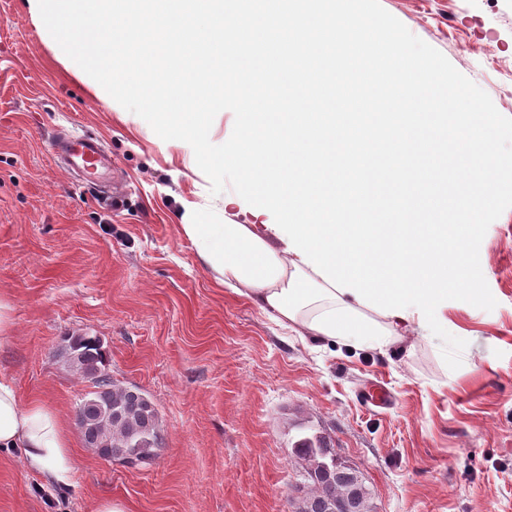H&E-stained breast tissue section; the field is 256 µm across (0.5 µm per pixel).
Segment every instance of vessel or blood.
Instances as JSON below:
<instances>
[{
    "label": "vessel or blood",
    "mask_w": 512,
    "mask_h": 512,
    "mask_svg": "<svg viewBox=\"0 0 512 512\" xmlns=\"http://www.w3.org/2000/svg\"><path fill=\"white\" fill-rule=\"evenodd\" d=\"M55 157L61 159L67 168L73 169L82 185L97 193H104L108 186L101 175L112 164L100 140L91 136H75L59 132L52 144Z\"/></svg>",
    "instance_id": "b4317fda"
}]
</instances>
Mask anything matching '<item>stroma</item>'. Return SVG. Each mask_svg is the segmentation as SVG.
<instances>
[{"instance_id": "35a3bbf8", "label": "stroma", "mask_w": 512, "mask_h": 512, "mask_svg": "<svg viewBox=\"0 0 512 512\" xmlns=\"http://www.w3.org/2000/svg\"><path fill=\"white\" fill-rule=\"evenodd\" d=\"M512 118V0H381ZM94 136L126 185L117 201L78 185L51 157L58 130ZM212 194L191 146L98 100L59 60L25 0H0V374L22 402L64 422L73 471L45 486L0 449V512H290L301 437L322 432L363 474L376 512H512V208L480 245L497 301H449L437 315L464 339L449 369L431 331L386 350L314 342L217 285L180 229L271 218ZM98 336L117 384L153 401L164 448L128 468L88 448L75 406L92 384L62 362L64 337ZM385 387V406L365 392Z\"/></svg>"}]
</instances>
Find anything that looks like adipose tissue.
Returning <instances> with one entry per match:
<instances>
[{
	"label": "adipose tissue",
	"instance_id": "obj_1",
	"mask_svg": "<svg viewBox=\"0 0 512 512\" xmlns=\"http://www.w3.org/2000/svg\"><path fill=\"white\" fill-rule=\"evenodd\" d=\"M181 230L214 281L252 300L281 327L354 347L382 349L390 343L392 329L353 294L335 290L296 253L271 247L255 225L199 224L187 214ZM0 448L17 451L48 483L68 484L72 459L61 418L43 404H22L5 376H0Z\"/></svg>",
	"mask_w": 512,
	"mask_h": 512
}]
</instances>
